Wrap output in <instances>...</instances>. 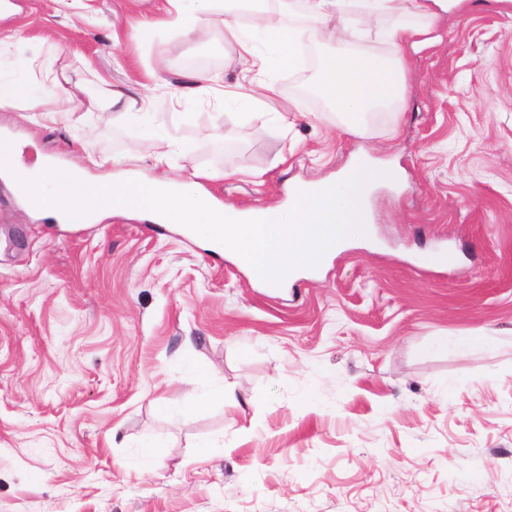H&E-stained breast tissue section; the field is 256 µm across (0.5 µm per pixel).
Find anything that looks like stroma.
Instances as JSON below:
<instances>
[{
    "instance_id": "1",
    "label": "stroma",
    "mask_w": 512,
    "mask_h": 512,
    "mask_svg": "<svg viewBox=\"0 0 512 512\" xmlns=\"http://www.w3.org/2000/svg\"><path fill=\"white\" fill-rule=\"evenodd\" d=\"M0 77L69 79L41 125L0 109L14 160L154 175L162 143L111 91L137 84L183 152L184 179L239 210L275 208L367 150L398 171L366 232L266 288L192 237L118 215L34 217L0 176V512H512V0H461L407 47L403 111L362 133L271 58L288 125L187 93L195 60L234 84L236 44L165 24L167 0H10ZM353 22L355 52L394 58ZM471 335L463 352L441 340ZM234 389L239 406L223 403ZM155 445L152 465L136 469Z\"/></svg>"
}]
</instances>
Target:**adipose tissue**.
Returning a JSON list of instances; mask_svg holds the SVG:
<instances>
[{"label":"adipose tissue","mask_w":512,"mask_h":512,"mask_svg":"<svg viewBox=\"0 0 512 512\" xmlns=\"http://www.w3.org/2000/svg\"><path fill=\"white\" fill-rule=\"evenodd\" d=\"M176 11L177 24L193 33H203L216 8L233 14L242 0H169ZM312 28L306 30L284 27L272 16L261 17L253 33L246 34L229 26L235 40L237 55L243 70L263 69L266 58L261 45H268L278 53L282 63L295 61L303 38H315L319 21L335 19V26L327 38L335 45L334 53L326 60L322 80L317 88L328 111L345 116L350 131H359L366 115L375 107L392 103L404 105L407 86L401 69L385 59L360 55L349 48L352 33L345 24V16L353 0H301ZM443 0H409L412 14L419 26L395 25L380 31V38L396 49L413 43L415 37L430 30L436 16L435 9Z\"/></svg>","instance_id":"adipose-tissue-1"}]
</instances>
